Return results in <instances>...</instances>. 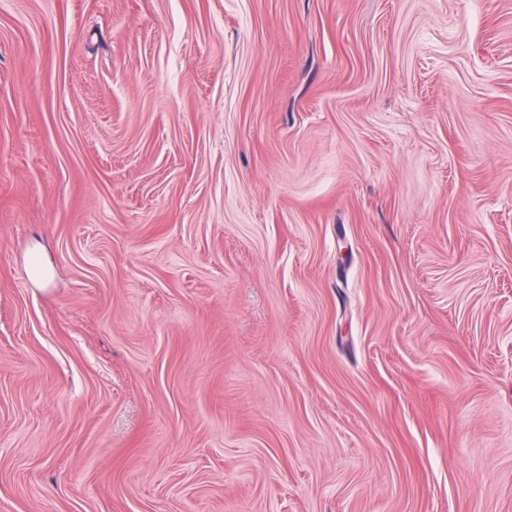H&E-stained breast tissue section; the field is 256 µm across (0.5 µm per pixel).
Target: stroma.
Masks as SVG:
<instances>
[{"mask_svg": "<svg viewBox=\"0 0 512 512\" xmlns=\"http://www.w3.org/2000/svg\"><path fill=\"white\" fill-rule=\"evenodd\" d=\"M0 512H512V0H0Z\"/></svg>", "mask_w": 512, "mask_h": 512, "instance_id": "stroma-1", "label": "stroma"}]
</instances>
